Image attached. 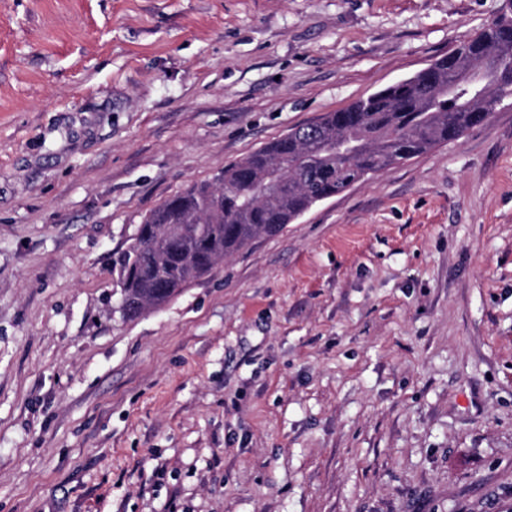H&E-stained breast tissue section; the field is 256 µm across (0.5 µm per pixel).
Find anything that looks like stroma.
Segmentation results:
<instances>
[{
    "label": "stroma",
    "instance_id": "obj_1",
    "mask_svg": "<svg viewBox=\"0 0 512 512\" xmlns=\"http://www.w3.org/2000/svg\"><path fill=\"white\" fill-rule=\"evenodd\" d=\"M506 0H0V512H512V94L161 307L191 184Z\"/></svg>",
    "mask_w": 512,
    "mask_h": 512
}]
</instances>
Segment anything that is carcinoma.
I'll return each mask as SVG.
<instances>
[{"label":"carcinoma","mask_w":512,"mask_h":512,"mask_svg":"<svg viewBox=\"0 0 512 512\" xmlns=\"http://www.w3.org/2000/svg\"><path fill=\"white\" fill-rule=\"evenodd\" d=\"M511 28L512 10L434 61L432 72L297 126L225 165L214 182L166 199L119 259L122 315L166 303L219 260L280 233L317 203L488 120L503 92L499 77L512 70V47L503 43ZM340 140L357 145L356 153H344Z\"/></svg>","instance_id":"1"}]
</instances>
